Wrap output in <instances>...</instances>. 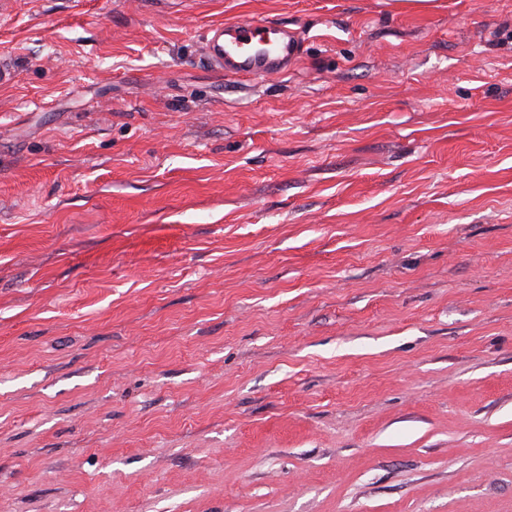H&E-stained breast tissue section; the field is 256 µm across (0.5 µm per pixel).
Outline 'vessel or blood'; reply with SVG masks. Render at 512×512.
<instances>
[{"label": "vessel or blood", "instance_id": "b4317fda", "mask_svg": "<svg viewBox=\"0 0 512 512\" xmlns=\"http://www.w3.org/2000/svg\"><path fill=\"white\" fill-rule=\"evenodd\" d=\"M302 53L299 32L271 18L211 26L202 43V54L215 70L250 79L286 73Z\"/></svg>", "mask_w": 512, "mask_h": 512}]
</instances>
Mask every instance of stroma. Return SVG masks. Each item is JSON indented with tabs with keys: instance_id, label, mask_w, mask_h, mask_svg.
Segmentation results:
<instances>
[{
	"instance_id": "35a3bbf8",
	"label": "stroma",
	"mask_w": 512,
	"mask_h": 512,
	"mask_svg": "<svg viewBox=\"0 0 512 512\" xmlns=\"http://www.w3.org/2000/svg\"><path fill=\"white\" fill-rule=\"evenodd\" d=\"M5 11L0 512H512V0ZM201 48L206 61L224 75L274 78L297 63L303 42L297 30L264 18L211 26Z\"/></svg>"
}]
</instances>
